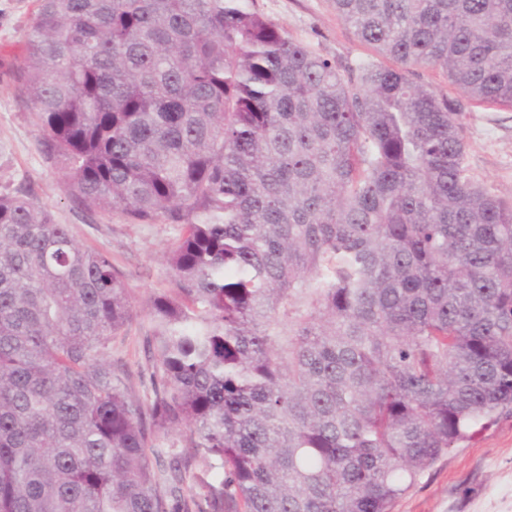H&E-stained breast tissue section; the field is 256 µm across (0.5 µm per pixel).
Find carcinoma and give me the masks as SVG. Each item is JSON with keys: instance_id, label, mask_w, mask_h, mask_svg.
<instances>
[{"instance_id": "cac0c4a2", "label": "carcinoma", "mask_w": 512, "mask_h": 512, "mask_svg": "<svg viewBox=\"0 0 512 512\" xmlns=\"http://www.w3.org/2000/svg\"><path fill=\"white\" fill-rule=\"evenodd\" d=\"M37 2L12 67L43 156L178 236L142 401L125 273L0 192V512H390L512 410V204L410 78L512 109V0H332L394 62L344 68L252 0ZM172 431L194 454L153 465Z\"/></svg>"}]
</instances>
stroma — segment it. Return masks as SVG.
<instances>
[{
  "label": "stroma",
  "instance_id": "stroma-1",
  "mask_svg": "<svg viewBox=\"0 0 512 512\" xmlns=\"http://www.w3.org/2000/svg\"><path fill=\"white\" fill-rule=\"evenodd\" d=\"M35 0H0V191L27 183L58 223L70 225L86 246L108 253L122 269L134 317L111 342L112 359L128 374L134 395L145 397L141 376L152 362L146 343L152 294L169 287L161 262L178 230L170 224H129L99 211L73 208L62 174L38 150L40 136L9 65L20 55ZM254 7L312 51L347 65L372 61L330 0H254ZM466 174L490 194L512 203V110L462 103ZM392 512H512V413L504 412L425 470Z\"/></svg>",
  "mask_w": 512,
  "mask_h": 512
}]
</instances>
